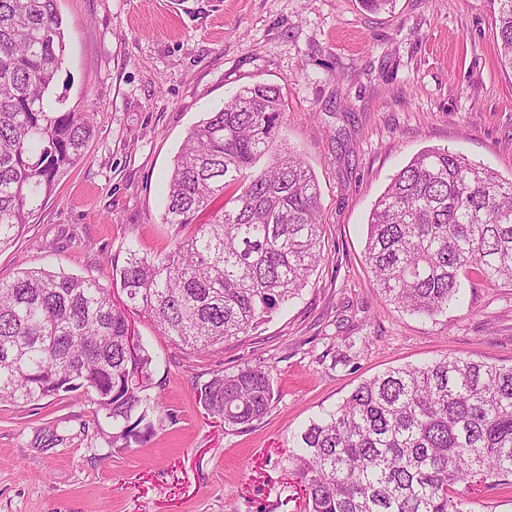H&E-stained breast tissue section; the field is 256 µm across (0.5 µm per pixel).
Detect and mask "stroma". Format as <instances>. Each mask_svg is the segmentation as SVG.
<instances>
[{
  "instance_id": "obj_1",
  "label": "stroma",
  "mask_w": 512,
  "mask_h": 512,
  "mask_svg": "<svg viewBox=\"0 0 512 512\" xmlns=\"http://www.w3.org/2000/svg\"><path fill=\"white\" fill-rule=\"evenodd\" d=\"M68 35L54 94L95 133L23 233L0 281L47 268L112 283V257L175 237L164 187L192 126L241 87H278L280 141L320 188L325 262L299 298L214 355H188L145 318L163 407L154 433L114 448L71 395L0 405V512H297L298 430L387 369L455 354L512 365V287L474 278L459 306L411 315L372 286L366 222L391 178L445 147L512 178V72L491 0H59ZM269 370L275 401L236 430L208 418L196 383Z\"/></svg>"
}]
</instances>
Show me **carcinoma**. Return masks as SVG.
Returning <instances> with one entry per match:
<instances>
[{"label":"carcinoma","instance_id":"obj_1","mask_svg":"<svg viewBox=\"0 0 512 512\" xmlns=\"http://www.w3.org/2000/svg\"><path fill=\"white\" fill-rule=\"evenodd\" d=\"M494 2L512 71V0ZM65 54L57 0H0V250L95 133L91 113L52 98ZM284 112L278 88L243 86L188 132L163 220L192 230L162 256L128 247L112 259L120 296L45 269L0 282V404L83 390L112 446L140 445L161 406L150 353L129 347L131 316L203 354L301 294L324 261L320 190L300 157L277 148ZM365 260L381 295L429 319L457 300L468 273L512 286V180L445 148L421 151L373 205ZM194 394L228 431L261 420L275 400L270 373L249 365ZM288 464L303 512H471L476 490L512 488V366L448 355L389 369L310 421Z\"/></svg>","mask_w":512,"mask_h":512}]
</instances>
